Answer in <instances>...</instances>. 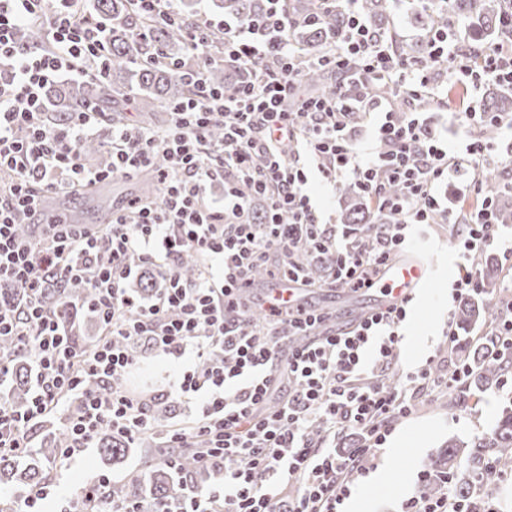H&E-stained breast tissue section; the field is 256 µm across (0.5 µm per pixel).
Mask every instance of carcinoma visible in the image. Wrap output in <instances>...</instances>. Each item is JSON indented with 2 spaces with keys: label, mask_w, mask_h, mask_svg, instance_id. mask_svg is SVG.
<instances>
[{
  "label": "carcinoma",
  "mask_w": 512,
  "mask_h": 512,
  "mask_svg": "<svg viewBox=\"0 0 512 512\" xmlns=\"http://www.w3.org/2000/svg\"><path fill=\"white\" fill-rule=\"evenodd\" d=\"M196 0H180L178 8L180 23L173 24L150 13L143 12L135 0H96V12L109 26L108 73L98 75V64L86 62L88 77L81 83L70 86L51 85L45 91L47 102L46 120L55 128L68 125L73 113L85 105L108 106L119 104L125 90L135 91L139 111L153 119L154 112L170 111V106L195 93V88L178 79L166 65L146 60L155 51H162L171 60L183 56L186 48L184 27L181 21L186 14L195 12ZM212 7L224 12L245 25L262 17L267 10V0H212ZM281 8L292 17H303L314 9L313 0H284ZM389 0H358L357 9L372 30L385 35L400 58L420 59L426 55L423 42L407 43L392 34L389 28ZM502 4L500 0H435L416 15V23L426 33L444 31L451 17L469 22L475 29V45L492 42L502 32L500 22ZM343 21L342 11L331 9L311 26L294 25L283 33L301 58L308 61L316 56L333 52L331 37ZM21 42L27 45L48 48L41 26L31 23L20 31ZM243 71L229 73L222 66H215L207 73L208 82L224 90L229 97L237 93ZM303 90L328 96L335 92L333 72L326 67L305 65L302 69ZM486 111L512 112V95L504 92L487 96ZM351 201L346 219L351 224H367L371 220L370 200L353 189L345 192ZM86 290L70 284L59 288H48L43 303L58 312L68 321L74 320V306L81 305ZM497 315L490 300L478 302L468 299L460 303L458 320L463 324L491 320ZM0 354L8 359L12 372V386L8 397L12 403L22 407L29 398L28 367L32 350H19L13 340L0 342ZM472 372L464 379L463 389L476 397L501 380L512 368V352L492 348L473 354L469 361ZM70 443L67 423H52L41 440L40 446L27 449L23 455L0 459V485L7 488L31 489L38 487L49 476V464L55 461L59 451ZM100 450L104 460L112 463L124 458L130 451L125 438L110 432L99 436ZM156 457H143L145 476L107 487V499H155L172 502L180 498L183 490L176 484L173 474L155 465ZM512 470V404L498 412L489 432L482 437L464 443L453 438L437 453L425 472L426 488L433 491L448 484L459 498L472 509L484 510L487 503L476 504L470 495V485L479 483L485 491L497 488L502 475Z\"/></svg>",
  "instance_id": "obj_1"
}]
</instances>
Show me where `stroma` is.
<instances>
[{"instance_id": "obj_1", "label": "stroma", "mask_w": 512, "mask_h": 512, "mask_svg": "<svg viewBox=\"0 0 512 512\" xmlns=\"http://www.w3.org/2000/svg\"><path fill=\"white\" fill-rule=\"evenodd\" d=\"M138 179L114 178L81 188L69 194L50 195L51 211L68 221L97 224L104 207L119 209L139 195ZM405 257L422 259L427 265L424 283L417 291L411 313L401 329L400 359L391 372L393 384H401L402 372L410 366L433 362L439 367L460 362L483 338L481 327L461 329L456 342L448 340V324L458 309L451 300V288L458 277L459 250L447 222L437 221L411 228ZM303 302L326 309L336 317L338 325L353 326L355 320L372 308L373 292H353L330 288L316 281L302 287ZM192 365L190 359H173L137 339L135 367L121 379L123 387L146 391L155 397L154 407H168L164 429L190 424L199 414L201 401L178 396L174 383ZM512 401V385L489 390L482 400L459 391H438L423 397L408 417L394 421L390 444L380 448L372 458L369 470L351 489L350 501L361 502L364 512H399L403 499L412 495L418 475L427 469L450 436L468 441L481 436L494 424L500 406ZM142 459L131 453L122 462L105 465L99 448L83 452L70 468L51 467L48 485L57 496L81 495L94 476L109 475L121 484L140 473Z\"/></svg>"}]
</instances>
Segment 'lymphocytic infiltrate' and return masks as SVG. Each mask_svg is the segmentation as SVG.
I'll use <instances>...</instances> for the list:
<instances>
[{"label": "lymphocytic infiltrate", "instance_id": "1", "mask_svg": "<svg viewBox=\"0 0 512 512\" xmlns=\"http://www.w3.org/2000/svg\"><path fill=\"white\" fill-rule=\"evenodd\" d=\"M74 2L0 0V61L12 69L10 83L0 85V171L11 175L0 191V284L19 290L0 297V337L36 348L27 407L15 409L0 397V457L29 448L32 428L74 399L81 408L68 418L72 442L61 449V464L71 465L102 432L130 441L146 433L150 400L119 383L134 366L127 340L143 337L164 355L195 358L178 389L202 395V412L192 426L166 432L163 444L194 449L198 464L219 471L222 483L207 491L190 485L174 504L116 501L99 504L97 512H339L393 420L412 413L421 391L461 386L465 368L407 370L400 387L387 386L407 317L403 302L336 333L323 329L326 312L284 300H268L262 324L254 325L241 296L253 270L273 252L285 258L276 270L279 280H302L292 258L305 251L329 256L331 284L376 287L403 250L409 228L430 223L440 210L438 183L464 168L473 175L475 204L448 210L463 259L454 297L479 295L473 271L499 240L500 228L479 177L493 144L475 131L512 133V116L476 109L474 99L487 84H512V9L503 12L501 40L476 57L463 54L462 23L454 18L446 31L429 37L425 58L408 60L364 23L356 0H318L322 8L344 11L332 56L313 60L332 66L338 85L333 96L308 98L297 95L296 55L279 38L290 24L280 0H268L266 17L245 26L205 21L187 30V54L170 65L177 78L194 85V97L172 107L165 130L117 126L107 165L90 168L80 146L95 119L92 108L75 113L62 130L43 119L44 87L65 75L85 76L84 61L107 54L106 24L78 17ZM35 18L46 21L53 51L18 40V30ZM215 30L224 33V62L254 66L233 97L206 79ZM456 88L462 91L457 112L469 133L451 152L415 104L424 97L447 100ZM362 114L374 118V140L366 145L351 138L353 119ZM217 123L224 127L218 142L210 137ZM145 172L156 179L158 201L131 200L106 228L54 216L45 220L38 245L16 234L20 219L41 213L47 194ZM315 174L328 186L350 182L372 199L378 220L363 227L367 248L337 225L320 222L307 189ZM216 181L224 184L219 200L206 195ZM258 198L266 206L262 224L252 214ZM188 252L216 262L217 272L184 279L180 265ZM133 254L166 283L147 306L127 292ZM75 277L84 279L87 308L104 330L88 348L70 344L73 324L41 300L44 289ZM90 378L98 389L87 387ZM345 429L363 440L341 454L336 433Z\"/></svg>", "mask_w": 512, "mask_h": 512}]
</instances>
